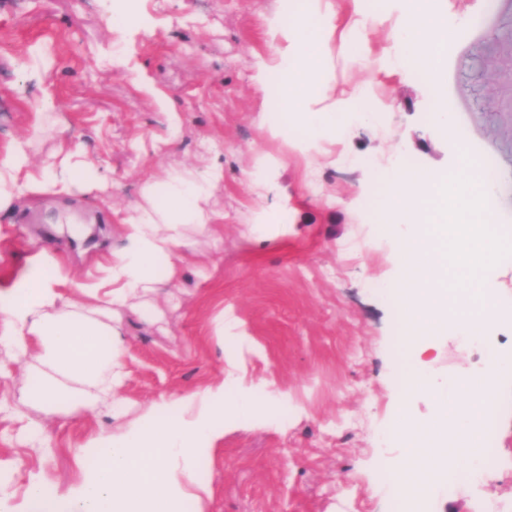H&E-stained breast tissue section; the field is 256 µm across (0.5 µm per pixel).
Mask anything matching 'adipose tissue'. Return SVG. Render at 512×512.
<instances>
[{
  "label": "adipose tissue",
  "mask_w": 512,
  "mask_h": 512,
  "mask_svg": "<svg viewBox=\"0 0 512 512\" xmlns=\"http://www.w3.org/2000/svg\"><path fill=\"white\" fill-rule=\"evenodd\" d=\"M318 0H296L293 19L272 23L278 44L272 66L256 81L272 93L276 108L265 124L272 137L300 146L345 135L352 121L370 123L374 110L366 94L317 107L321 85L331 82L325 65L336 32V16ZM391 12L367 13L343 35L340 49L360 53L366 26L396 15L394 66L423 71L435 97V120L452 137L455 118L443 90L442 48L455 26L435 9L436 0H389ZM27 162L23 142L0 156V209L35 192L17 173ZM224 180V169L209 164L173 171L143 187L144 205L122 226L121 249L99 263L100 282L79 285V299L62 291L58 262L30 261L0 290V350L26 371L21 403L0 399V414L19 420L33 443L45 434V415L72 414L95 405L111 409L116 428L90 435L85 445L99 458L65 490L43 481L29 483L23 506L0 483V512H184L187 502L203 503L210 488L197 474L224 438L226 422L276 419L282 405L265 385L228 375L219 382L155 400L127 418L117 396L127 373L122 360L126 331L115 315L132 299L153 294L181 274L180 257L193 235L222 243L218 213L207 201Z\"/></svg>",
  "instance_id": "obj_1"
}]
</instances>
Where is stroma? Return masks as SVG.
Segmentation results:
<instances>
[{
    "label": "stroma",
    "instance_id": "stroma-1",
    "mask_svg": "<svg viewBox=\"0 0 512 512\" xmlns=\"http://www.w3.org/2000/svg\"><path fill=\"white\" fill-rule=\"evenodd\" d=\"M284 0H138L145 20L116 29L103 0H0V153L29 141L19 180L45 164H92L95 183L74 179L0 214V285L27 260L66 255L63 273L97 281L96 258L119 248L118 226L142 203L150 177L224 167L210 200L224 215V241L197 238L182 277L122 309L127 378L119 397L141 413L160 396L223 377L224 351L210 340L218 314L249 336L238 352L247 381L269 383L293 413L275 423L235 422L201 467L212 494L202 512H401L386 494L380 444L401 397L406 355L400 319L368 288L396 273L392 243L371 214L372 170L395 155L447 171L458 155L434 123L435 102L420 78L383 65L394 23L367 28L363 57L332 48L334 82L319 103L365 91L378 120L303 154L272 139L264 119L274 99L254 84L272 63L269 25ZM449 19L477 14L447 58L448 109L472 146L496 166L497 223L512 228V0H440ZM52 98L55 122L39 123L36 102ZM177 115L179 136L170 132ZM285 157L276 177L273 234L247 239L257 204L251 177L263 156ZM440 376L475 373L473 347L439 340ZM103 407L46 422L49 451L23 442L21 424L0 416V477L22 499L31 478L64 487L78 479L91 432L110 430ZM498 462L451 491L437 488L425 512H512V396L494 423Z\"/></svg>",
    "mask_w": 512,
    "mask_h": 512
}]
</instances>
